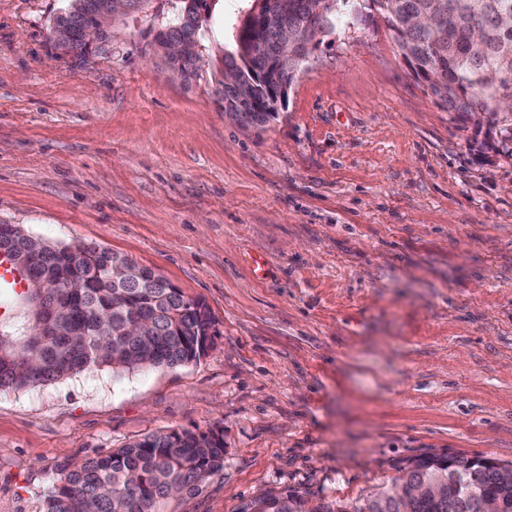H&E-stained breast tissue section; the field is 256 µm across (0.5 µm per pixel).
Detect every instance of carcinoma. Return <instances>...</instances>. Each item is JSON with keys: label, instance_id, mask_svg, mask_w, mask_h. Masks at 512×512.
I'll use <instances>...</instances> for the list:
<instances>
[{"label": "carcinoma", "instance_id": "cac0c4a2", "mask_svg": "<svg viewBox=\"0 0 512 512\" xmlns=\"http://www.w3.org/2000/svg\"><path fill=\"white\" fill-rule=\"evenodd\" d=\"M349 0H265V21L253 25L245 15L236 28L234 47L218 49L216 69L223 86L224 111L239 112L244 127H263L279 116L275 91L292 86L319 37L336 28L343 16L340 2ZM106 0H66L48 30L53 47L65 54L82 52L80 31L97 23ZM208 0H180L174 19L161 23L151 48L169 70L188 83L198 76L202 55L177 59L164 50L167 41L200 43L208 22ZM383 18L412 76L436 101L459 116L488 115L489 130L498 135L481 146L507 148L512 141V111L499 108L497 99L512 97V0H364ZM434 18L435 25L420 28L412 20ZM296 34L292 57H277L280 28ZM237 71L236 87H224V66ZM502 76L498 86L486 87L488 69ZM115 253L94 246L45 245L33 257L26 273L44 284L49 298L67 308V335H32L40 314L26 296L27 310L15 320L0 322V391L48 384L97 366L114 372L144 367H175L198 361L205 353L195 306L168 280L130 259L127 280L112 284ZM134 317L148 321L146 335L133 338L127 327ZM435 464L422 471L419 459L409 460L397 483L423 480L448 482L438 501H399L383 507L387 490H377L362 504L348 509L332 501L311 504L294 491L282 492L288 512H468L459 506L455 475L476 468L474 458L433 454ZM224 470L223 430H176L149 434L104 456H95L63 471L46 495L45 512H165L169 493L194 492ZM484 490L501 498L512 512V464L491 467L474 475ZM238 512H282L271 494L243 503Z\"/></svg>", "mask_w": 512, "mask_h": 512}]
</instances>
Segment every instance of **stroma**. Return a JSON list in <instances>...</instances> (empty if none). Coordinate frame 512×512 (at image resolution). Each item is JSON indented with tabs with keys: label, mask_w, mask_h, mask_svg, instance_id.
I'll list each match as a JSON object with an SVG mask.
<instances>
[{
	"label": "stroma",
	"mask_w": 512,
	"mask_h": 512,
	"mask_svg": "<svg viewBox=\"0 0 512 512\" xmlns=\"http://www.w3.org/2000/svg\"><path fill=\"white\" fill-rule=\"evenodd\" d=\"M205 54L249 0H208ZM64 0H0V224L99 245L206 306L197 362L0 391V512L148 434L224 431V469L167 512L290 489L360 501L434 453L512 463V156L416 81L382 18L322 37L276 120L224 117L203 64L150 49L173 0L91 62L47 40Z\"/></svg>",
	"instance_id": "obj_1"
}]
</instances>
